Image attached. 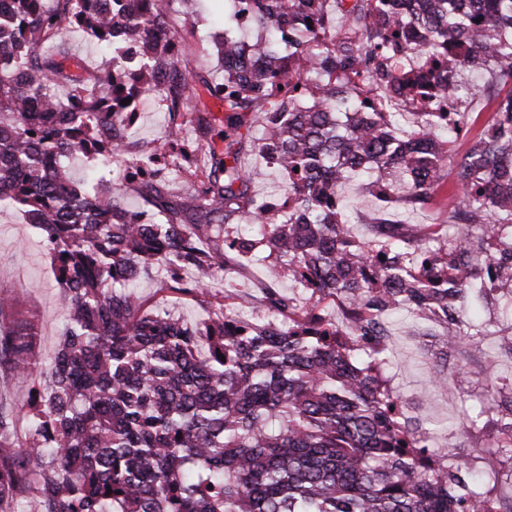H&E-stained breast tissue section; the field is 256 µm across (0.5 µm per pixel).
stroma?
<instances>
[{"instance_id": "1", "label": "stroma", "mask_w": 512, "mask_h": 512, "mask_svg": "<svg viewBox=\"0 0 512 512\" xmlns=\"http://www.w3.org/2000/svg\"><path fill=\"white\" fill-rule=\"evenodd\" d=\"M199 21L194 39L180 43L179 50L199 79L187 106L191 110L223 109L209 97L202 78L222 76L218 59L211 51L215 33L223 28L224 0H199ZM171 126V118L161 97L144 96L130 123L131 149L138 152L161 140ZM443 179L434 193L429 210L404 213L409 224H443L448 233L455 226L448 220L455 204L456 187L452 166H445ZM345 215L349 216L354 235L372 238L378 227L379 204L352 180L341 190ZM262 266L239 267L229 263L222 277L208 290L212 301H222L226 284H233V303L243 314H251L261 293ZM512 301L499 296L485 299L468 295L465 317L472 322L477 336L464 345L443 347L440 337H427L421 324L407 313L387 320L390 352L384 374L401 397V409L413 425L436 432L435 445L448 449L454 464L466 466L470 476H477L485 450L497 446V425L488 423L480 431L458 427L463 412L478 408L494 397L491 384L502 377L512 378ZM28 323L34 333V351L41 361H49L60 342L65 311L57 286L50 254L22 216L12 209L0 210V326L8 328ZM443 365L447 382L432 383L430 369Z\"/></svg>"}]
</instances>
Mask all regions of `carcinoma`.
I'll use <instances>...</instances> for the list:
<instances>
[{"label":"carcinoma","instance_id":"carcinoma-1","mask_svg":"<svg viewBox=\"0 0 512 512\" xmlns=\"http://www.w3.org/2000/svg\"><path fill=\"white\" fill-rule=\"evenodd\" d=\"M165 11L166 0H0V207L49 249L67 314L46 368L32 333L0 329V371L39 378L24 443L12 439L19 412L0 404V512L29 494L39 512H484L498 498L486 473L512 448V392L503 444L484 456L483 486L470 485L396 413L384 320L407 310L458 343L472 330L450 325L467 288L512 301V237L497 233L512 227V0H417L411 17L393 0H224V77L203 81L218 118L185 111L194 75L180 32L144 33ZM242 16L258 27L250 41L232 33ZM418 28L428 42L415 43ZM67 29L112 64L72 61ZM410 48L424 68L407 63ZM362 70L406 107L451 103L464 87L490 94L493 120L450 157L437 122L414 134L389 112L365 120L374 88L356 85ZM468 72L488 80L470 86ZM150 93L175 123L132 156L128 115ZM256 108L266 122L254 148L288 174L286 211L251 193L255 173L238 159ZM215 122L224 149L210 145L201 166L179 133L206 138ZM69 156L146 171L156 221L126 211L102 171L75 181ZM448 159L456 236L390 218L376 239L354 236L341 185L365 177L386 211L423 210ZM188 173L192 189L177 191ZM401 182L406 195L385 196ZM230 251L290 276L305 301L270 286L256 320L205 301L190 325L134 291L162 267L169 291L204 297ZM482 255L492 278L465 284L467 259ZM329 297L349 307L343 329L322 314Z\"/></svg>","mask_w":512,"mask_h":512}]
</instances>
